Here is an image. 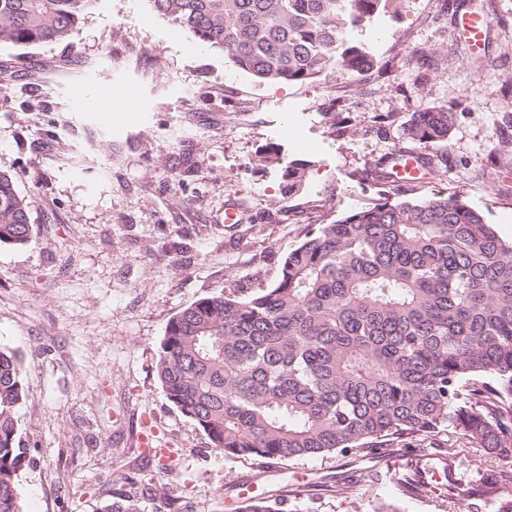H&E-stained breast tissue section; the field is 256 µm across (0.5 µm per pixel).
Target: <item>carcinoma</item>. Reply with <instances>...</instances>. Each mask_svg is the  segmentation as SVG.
<instances>
[{"label":"carcinoma","mask_w":512,"mask_h":512,"mask_svg":"<svg viewBox=\"0 0 512 512\" xmlns=\"http://www.w3.org/2000/svg\"><path fill=\"white\" fill-rule=\"evenodd\" d=\"M97 0H0V42L66 40ZM202 45L227 54L259 83L383 72L348 41L400 0H149ZM455 113L432 106L404 128L406 147L359 173L398 183L396 155L419 153L432 174L448 155ZM512 147V121L476 159ZM268 147L257 166L279 165ZM307 166L285 167V189ZM32 238L29 202L0 171V245ZM169 402L233 458L286 460L375 455L405 434L451 427L494 458H512V241L456 197L383 199L319 224L285 259L271 288L247 298L218 292L169 322L156 361ZM23 362L0 348V512H24L18 472ZM252 497L238 512H282Z\"/></svg>","instance_id":"carcinoma-1"}]
</instances>
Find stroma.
I'll return each mask as SVG.
<instances>
[{
    "mask_svg": "<svg viewBox=\"0 0 512 512\" xmlns=\"http://www.w3.org/2000/svg\"><path fill=\"white\" fill-rule=\"evenodd\" d=\"M493 19L472 59L464 12ZM385 67L355 78L261 84L200 46L149 0H98L70 38L0 43V170L30 204L28 246L0 245V347L23 358L19 472L26 512H234L239 485L312 512H470L451 490L511 468L453 429L375 457L237 459L166 398L155 363L168 322L222 291L275 285L316 225L381 200L359 170L388 155L413 112H455L448 167L409 196H455L512 239V0H402L354 31ZM132 95L135 118L91 102ZM305 160L302 190L253 160Z\"/></svg>",
    "mask_w": 512,
    "mask_h": 512,
    "instance_id": "stroma-1",
    "label": "stroma"
}]
</instances>
